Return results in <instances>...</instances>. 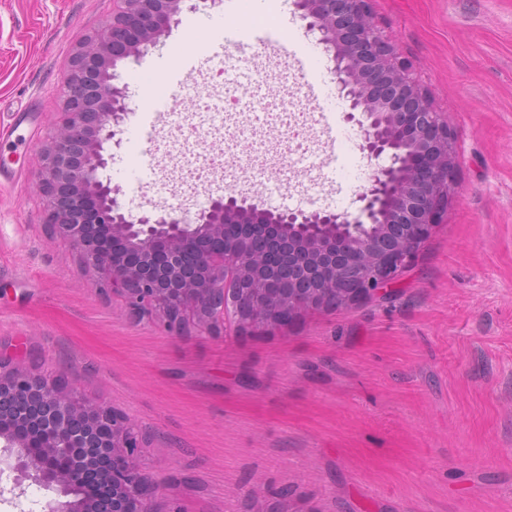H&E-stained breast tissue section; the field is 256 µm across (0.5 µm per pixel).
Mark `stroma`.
I'll return each mask as SVG.
<instances>
[{
	"mask_svg": "<svg viewBox=\"0 0 512 512\" xmlns=\"http://www.w3.org/2000/svg\"><path fill=\"white\" fill-rule=\"evenodd\" d=\"M239 0H183L176 23L139 60L118 63L129 106L104 145L102 182L125 215L189 212L230 193L265 192L306 211L357 215L384 159L360 148L332 51L296 5L263 22L280 47L239 62L262 81L266 112L228 104L217 69L204 93L170 80L190 43L188 23L221 21ZM457 145L455 185L440 224L383 303L309 311L288 327L220 336L162 331L116 294L104 295L72 249L48 241L36 189L41 149L58 118L78 39L101 27L112 0H0V354L74 382L146 435L140 465L173 489L183 512H512V0H373ZM312 55L316 100L283 105L290 58ZM172 99L190 140L156 125L153 172L136 180L144 92ZM304 124L308 150L291 147ZM18 128L28 142L19 149ZM0 439V512H44L58 487L15 470Z\"/></svg>",
	"mask_w": 512,
	"mask_h": 512,
	"instance_id": "1",
	"label": "stroma"
}]
</instances>
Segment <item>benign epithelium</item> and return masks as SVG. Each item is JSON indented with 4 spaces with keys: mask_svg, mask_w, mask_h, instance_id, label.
I'll list each match as a JSON object with an SVG mask.
<instances>
[{
    "mask_svg": "<svg viewBox=\"0 0 512 512\" xmlns=\"http://www.w3.org/2000/svg\"><path fill=\"white\" fill-rule=\"evenodd\" d=\"M181 3L112 0L110 22L78 40L37 183L49 240L69 244L103 294L156 316L171 335L184 334L190 316L199 331L222 334L230 309L243 335L258 324L286 327L309 310L388 299L448 207L457 152L448 114L412 77L371 0H296L307 29L333 49L339 95L366 117L362 150L390 160L360 196L364 219L259 209L234 195L193 217L180 207L135 220L119 212V189L97 177L127 111L112 69L156 45ZM246 266L286 275L294 287L285 298L245 279L224 287ZM0 438L26 449L39 482L77 493L84 512H178L158 508L163 493L139 467L145 438L130 418L62 377L19 372L3 355Z\"/></svg>",
    "mask_w": 512,
    "mask_h": 512,
    "instance_id": "7a95c632",
    "label": "benign epithelium"
}]
</instances>
